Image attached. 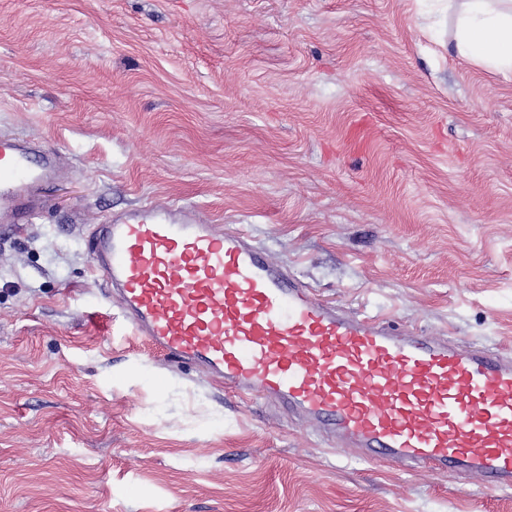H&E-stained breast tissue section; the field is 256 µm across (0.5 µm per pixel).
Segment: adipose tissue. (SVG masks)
<instances>
[{
    "label": "adipose tissue",
    "instance_id": "adipose-tissue-1",
    "mask_svg": "<svg viewBox=\"0 0 512 512\" xmlns=\"http://www.w3.org/2000/svg\"><path fill=\"white\" fill-rule=\"evenodd\" d=\"M457 56L512 74V0H448Z\"/></svg>",
    "mask_w": 512,
    "mask_h": 512
}]
</instances>
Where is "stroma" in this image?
Wrapping results in <instances>:
<instances>
[{
    "mask_svg": "<svg viewBox=\"0 0 512 512\" xmlns=\"http://www.w3.org/2000/svg\"><path fill=\"white\" fill-rule=\"evenodd\" d=\"M442 0H0V134L54 149L0 244V512H512L165 358L90 265L144 204L327 305L512 351V74Z\"/></svg>",
    "mask_w": 512,
    "mask_h": 512,
    "instance_id": "1",
    "label": "stroma"
}]
</instances>
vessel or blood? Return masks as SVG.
<instances>
[{
    "mask_svg": "<svg viewBox=\"0 0 512 512\" xmlns=\"http://www.w3.org/2000/svg\"><path fill=\"white\" fill-rule=\"evenodd\" d=\"M56 175L55 151L0 135L1 240ZM88 246L126 317L171 361L274 399L368 458L512 487V355L339 313L243 231L215 233L183 204L111 216Z\"/></svg>",
    "mask_w": 512,
    "mask_h": 512,
    "instance_id": "vessel-or-blood-1",
    "label": "vessel or blood"
}]
</instances>
